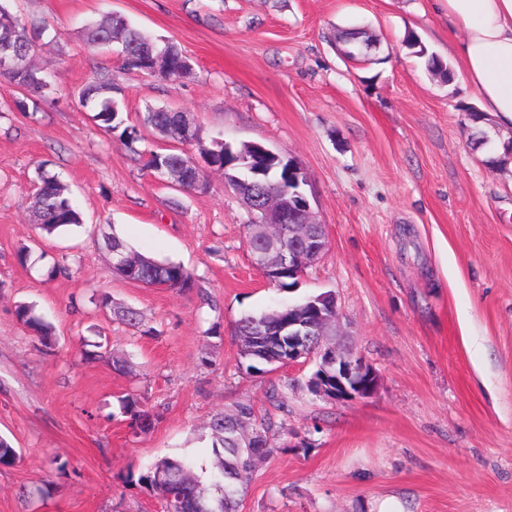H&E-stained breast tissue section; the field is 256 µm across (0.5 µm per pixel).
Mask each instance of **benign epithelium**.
<instances>
[{
	"instance_id": "obj_1",
	"label": "benign epithelium",
	"mask_w": 512,
	"mask_h": 512,
	"mask_svg": "<svg viewBox=\"0 0 512 512\" xmlns=\"http://www.w3.org/2000/svg\"><path fill=\"white\" fill-rule=\"evenodd\" d=\"M32 68L30 55L14 48L9 40H0V70L25 73ZM155 172L169 186L182 188L179 168L160 166ZM290 176L297 190L287 189L268 198L253 197L248 207L249 211L259 213V218L251 225L252 236L269 241L268 248L251 255V261L269 282L273 273L301 281L306 270L329 251L328 235L314 233L322 224L315 220L304 190L305 170L294 163ZM307 306L311 320L288 319L278 326V335L288 337V358L294 363L302 358H313L308 352L307 338L331 335L330 328L341 318L336 295L331 292L310 297ZM307 386L330 400L348 402L375 395L379 376L365 361L328 344L322 351V365L307 381Z\"/></svg>"
}]
</instances>
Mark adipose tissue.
Masks as SVG:
<instances>
[{
    "label": "adipose tissue",
    "mask_w": 512,
    "mask_h": 512,
    "mask_svg": "<svg viewBox=\"0 0 512 512\" xmlns=\"http://www.w3.org/2000/svg\"><path fill=\"white\" fill-rule=\"evenodd\" d=\"M483 113L512 126V0H436Z\"/></svg>",
    "instance_id": "1"
}]
</instances>
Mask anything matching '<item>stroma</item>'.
I'll return each mask as SVG.
<instances>
[{"label": "stroma", "instance_id": "obj_1", "mask_svg": "<svg viewBox=\"0 0 512 512\" xmlns=\"http://www.w3.org/2000/svg\"><path fill=\"white\" fill-rule=\"evenodd\" d=\"M47 20L34 62L52 77L54 105L0 112V438L20 455L0 467V512H162L139 477L156 459L191 455L212 468L210 417L239 403L268 409L286 380L283 428L253 469L238 512H512V166L487 168L512 127L488 118L490 146L472 149L464 109L478 106L433 0H13ZM108 13L175 43L191 73L173 82L94 52L83 27ZM376 42L343 53L351 26ZM415 33L454 70L429 75L404 44ZM108 70L128 149L101 130L77 92ZM192 113L199 156L221 139L255 142L305 169L330 250L300 288L281 292L252 264L237 196L213 173L191 194L144 166L170 144L143 127L146 107ZM59 172L83 223L47 236L29 208L37 166ZM182 265L196 290L149 288L112 269L104 234ZM43 254L36 268L20 248ZM65 257L69 276L47 278ZM335 292L336 344L377 371L370 398L313 395L315 363L263 373L241 365L242 316ZM140 312L152 334L93 300ZM26 302L55 328L41 346L16 318ZM126 358L120 373L96 355ZM155 414L145 432L121 411L126 394ZM52 484L37 494L42 480Z\"/></svg>", "mask_w": 512, "mask_h": 512}]
</instances>
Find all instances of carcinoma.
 I'll return each mask as SVG.
<instances>
[{"label":"carcinoma","instance_id":"1","mask_svg":"<svg viewBox=\"0 0 512 512\" xmlns=\"http://www.w3.org/2000/svg\"><path fill=\"white\" fill-rule=\"evenodd\" d=\"M0 27L7 31L10 41L18 48L32 51L35 34L39 29L47 28V25L42 20H25L0 2ZM114 28L121 30L124 35V65L129 69L146 71L150 67L148 55L160 44V39L145 33L119 15L110 14L98 22L87 25L84 29L85 43L102 50L112 49L110 36ZM406 44L415 49L417 57L424 59L428 72L443 79L449 77L450 70L447 64L420 45L417 36L409 35ZM183 75L180 50L173 44L170 62L164 68V72L158 74V78L175 81ZM0 76L18 87L30 89L28 95L0 102V110L24 112L28 109L27 100L31 95L39 101L47 100L46 92L51 88V83L47 75L40 70L37 69L24 77L6 72H1ZM115 91L117 88L112 85L111 78L97 77L80 88L78 99L83 107L95 112L94 119L100 122L105 132L111 133L122 129L120 138L131 147L140 140V134L133 126H123L119 108L112 107V93ZM181 118L182 113L168 108H157L146 115L147 123L154 130L170 133L176 130ZM245 149L247 145L244 143L227 149L218 145L206 153L201 163L182 148L170 153L151 152L146 159V166L151 169L158 163L163 164L172 155L187 166V186L192 187L206 183L207 172L214 168L220 169L228 164L234 168L240 166V153ZM287 165L288 161L284 159L267 164V175L263 177L262 183L268 188L288 187L285 179ZM32 205L37 207L40 215L39 228L48 236L68 226L82 223L81 215L73 206L66 185L57 174L45 168L39 173ZM136 256L139 259V273L143 285L150 287L161 276L170 289H190L195 286L194 276L183 266L171 262H158L139 252ZM290 308L299 309L301 304L292 302L260 314L247 315L238 320L235 333L240 336L264 331L273 326L278 317L288 312ZM16 316L43 346L48 347L53 343V325L38 315L32 306L26 303L17 305ZM280 350L281 347L273 342H261L255 338L240 350V356L250 361L246 367L247 371L257 372L260 364L268 365L272 360L277 365L281 364ZM122 408L130 415L135 426L144 427L151 424V414L139 408L138 398L134 395L131 394L122 400ZM245 424L256 432L257 441L261 443L265 442L266 433L277 426L271 413H258L247 403L237 405L230 413H216L209 421L211 448L215 457V464L209 472L203 475L195 473L194 462L188 456L164 457L154 462L140 476L141 482L163 498L168 494L182 498L186 506L185 512H237L238 501L234 486L244 482L255 465L248 451V448L253 446V441L246 438L243 429Z\"/></svg>","mask_w":512,"mask_h":512}]
</instances>
